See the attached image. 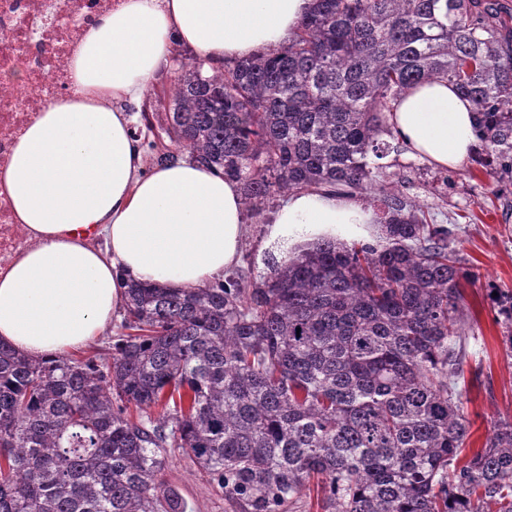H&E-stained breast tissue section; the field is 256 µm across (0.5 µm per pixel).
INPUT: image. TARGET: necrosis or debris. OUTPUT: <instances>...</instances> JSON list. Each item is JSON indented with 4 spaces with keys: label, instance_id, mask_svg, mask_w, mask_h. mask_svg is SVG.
Masks as SVG:
<instances>
[{
    "label": "necrosis or debris",
    "instance_id": "4bbe7bcc",
    "mask_svg": "<svg viewBox=\"0 0 512 512\" xmlns=\"http://www.w3.org/2000/svg\"><path fill=\"white\" fill-rule=\"evenodd\" d=\"M112 2L0 0V273L34 244L7 193L12 147L46 103L70 91L69 61Z\"/></svg>",
    "mask_w": 512,
    "mask_h": 512
}]
</instances>
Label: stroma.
Returning <instances> with one entry per match:
<instances>
[{
	"label": "stroma",
	"mask_w": 512,
	"mask_h": 512,
	"mask_svg": "<svg viewBox=\"0 0 512 512\" xmlns=\"http://www.w3.org/2000/svg\"><path fill=\"white\" fill-rule=\"evenodd\" d=\"M384 163L389 185L428 207L435 223L452 228L453 249L479 275L465 289L462 410L471 449L484 447L494 422L512 418V352L488 298L489 288L512 290V192L501 189L494 170L470 160L447 170L401 151L390 153ZM266 219L263 213L245 215L247 236L238 268L254 282L267 271L260 251ZM161 481L176 488L194 512H236L188 457H172Z\"/></svg>",
	"instance_id": "1"
}]
</instances>
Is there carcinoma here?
<instances>
[{"mask_svg": "<svg viewBox=\"0 0 512 512\" xmlns=\"http://www.w3.org/2000/svg\"><path fill=\"white\" fill-rule=\"evenodd\" d=\"M499 0H316L277 52L170 79V141L254 212L311 188L377 202L382 243L325 240L253 284L131 282L110 357L0 343V512H190L176 453L237 512H512V419L464 463V289L453 230L387 187L386 114L446 79L476 106L475 162L512 184V34ZM388 136L389 140L382 139ZM512 349V291L492 297Z\"/></svg>", "mask_w": 512, "mask_h": 512, "instance_id": "cac0c4a2", "label": "carcinoma"}]
</instances>
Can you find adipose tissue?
Masks as SVG:
<instances>
[{
  "label": "adipose tissue",
  "mask_w": 512,
  "mask_h": 512,
  "mask_svg": "<svg viewBox=\"0 0 512 512\" xmlns=\"http://www.w3.org/2000/svg\"><path fill=\"white\" fill-rule=\"evenodd\" d=\"M314 4L114 0L73 56L72 94L48 102L12 150L6 186L36 243L0 276V341L35 359L75 351L108 329L128 281L197 288L237 264L246 236L237 183L187 156L145 170L129 109L174 46L220 69L280 49ZM389 125L410 156L442 168L476 144L475 107L445 80L408 90ZM375 222L355 199L296 191L270 213L261 248L285 263L326 239L373 240Z\"/></svg>",
  "instance_id": "1"
}]
</instances>
